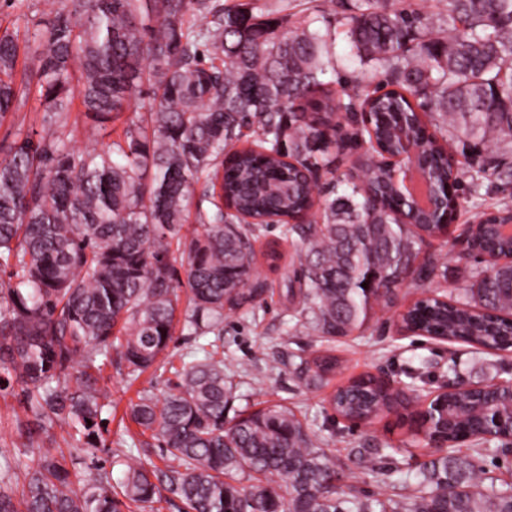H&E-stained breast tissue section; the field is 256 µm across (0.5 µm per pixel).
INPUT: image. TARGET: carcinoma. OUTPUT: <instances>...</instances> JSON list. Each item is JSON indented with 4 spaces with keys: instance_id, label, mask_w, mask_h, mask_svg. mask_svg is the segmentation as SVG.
I'll return each mask as SVG.
<instances>
[{
    "instance_id": "cac0c4a2",
    "label": "carcinoma",
    "mask_w": 512,
    "mask_h": 512,
    "mask_svg": "<svg viewBox=\"0 0 512 512\" xmlns=\"http://www.w3.org/2000/svg\"><path fill=\"white\" fill-rule=\"evenodd\" d=\"M54 19L34 24L39 67L17 69L18 34L0 32V121L34 96L46 113L39 132L17 134L0 159V388L22 384L33 423L23 446L56 425L102 444L101 385L117 356L134 379L173 340L180 281L171 246L187 258L185 321L206 339L174 369L161 396L145 394L131 419L177 462L130 466L114 487L105 472L69 469L43 455L21 491L0 477V512H132L180 499L187 512H512V485L455 448L481 456L482 422L512 413V392H480L448 363L454 391L429 404L447 414L448 447L415 476L405 500L337 489L344 470L285 404L234 410L224 374V311H255L264 290L250 285L257 255L254 223L272 221L305 244L299 305L289 313L325 342L363 327L390 308L424 237L443 232V214L410 211L377 158L398 145L405 120L419 159L440 194L452 166L423 117L448 125L458 143L512 144V0H447L435 24L412 0H355L346 37L362 70L340 97L325 80L336 26L324 20L288 29L259 0H54ZM212 18V25L202 20ZM77 84H72V80ZM149 96L123 137L77 152L62 117L73 96L85 134L99 139L119 115ZM370 126L364 178L337 180L342 193L320 202L302 172L335 173L330 114L355 108ZM194 216L190 239L180 226ZM499 252L512 241L472 230ZM447 302L423 296L401 317L414 334L481 348H512V264L491 276L469 271ZM299 376L321 382L331 354H297ZM400 397L363 376L339 388L343 418L378 415ZM234 416H229L230 411Z\"/></svg>"
}]
</instances>
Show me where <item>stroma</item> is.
<instances>
[{
	"label": "stroma",
	"instance_id": "obj_1",
	"mask_svg": "<svg viewBox=\"0 0 512 512\" xmlns=\"http://www.w3.org/2000/svg\"><path fill=\"white\" fill-rule=\"evenodd\" d=\"M273 16L296 24L321 15H344L351 0H342L334 7L331 0H264ZM501 148L485 146L471 159L460 160L459 173L463 191L457 215L448 235L427 237L419 244L416 267H432L430 277L423 281L405 279L396 289L393 308L384 315L373 317L362 329L337 338L335 342H320L311 327L288 320V278L300 263L304 246L300 241L283 239L277 225L264 227L255 243L264 251L268 242L276 240L284 254L278 270H271L265 259H258L254 278L264 284L265 303L253 312L242 310L224 314V372L237 386V407L251 410L268 404L281 403L305 415L309 432L322 441V446L345 471V482L367 495H388L392 492L387 477L389 470L414 476L433 457L423 433L409 418L395 412H384L364 425H354L334 414L329 400L336 389L358 376H373L390 380L404 391H417L409 409L418 412L427 405L425 397L433 393L444 380L449 362H456L463 380L479 385L512 381V348L487 351L466 343L448 344L421 336L400 334L396 320L399 311L421 297L422 293L456 296L461 287L463 269H479L475 252L459 243L463 229L490 213L494 206L512 207V186L497 179L480 180L472 184L471 177L479 165L496 161ZM305 349L314 356L332 350L340 366L327 384L307 385L293 365V355ZM104 382L112 390V407L104 411L105 439L110 451L91 456L85 453V439L68 427L49 430L42 448L21 445L18 426L31 420L20 384L0 391V456L19 461L12 481L22 485L27 470L36 467L41 449L73 458L78 468L100 464L113 480H121L127 463L149 459L165 466L167 459L158 443L131 448L126 438L138 436L140 429L131 420L129 405L144 391L161 393L167 379L148 371L138 379H128L116 367H105Z\"/></svg>",
	"mask_w": 512,
	"mask_h": 512
}]
</instances>
